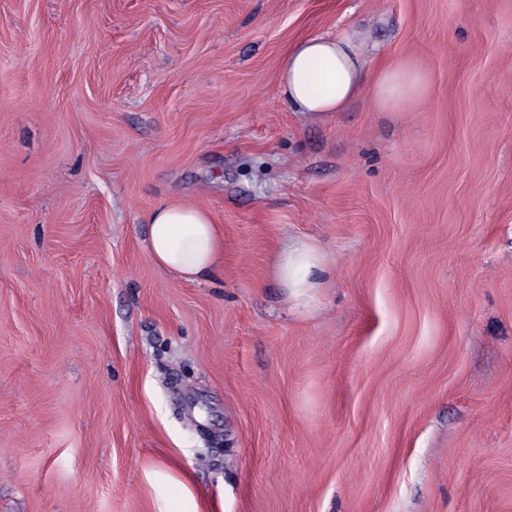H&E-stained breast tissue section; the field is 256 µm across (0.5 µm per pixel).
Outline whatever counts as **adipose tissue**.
<instances>
[{
    "mask_svg": "<svg viewBox=\"0 0 512 512\" xmlns=\"http://www.w3.org/2000/svg\"><path fill=\"white\" fill-rule=\"evenodd\" d=\"M428 87V75L411 62L395 61L372 71L350 40L311 36L288 50L278 94L292 111L318 113L342 111L367 88L377 108L397 109L422 99ZM145 221L149 255L160 269L200 282L220 264V232L202 206L163 202ZM276 270L291 295L302 298L319 287L326 265L318 248L293 241L279 252Z\"/></svg>",
    "mask_w": 512,
    "mask_h": 512,
    "instance_id": "adipose-tissue-1",
    "label": "adipose tissue"
}]
</instances>
